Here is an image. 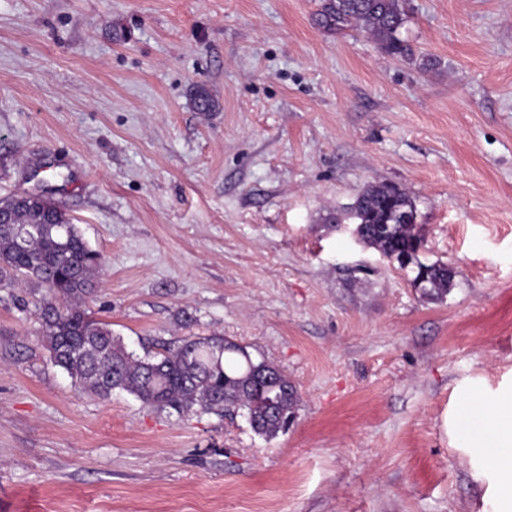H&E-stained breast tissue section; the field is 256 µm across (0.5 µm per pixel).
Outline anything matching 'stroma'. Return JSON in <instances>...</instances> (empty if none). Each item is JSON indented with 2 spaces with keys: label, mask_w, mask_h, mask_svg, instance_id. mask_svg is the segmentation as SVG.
<instances>
[{
  "label": "stroma",
  "mask_w": 512,
  "mask_h": 512,
  "mask_svg": "<svg viewBox=\"0 0 512 512\" xmlns=\"http://www.w3.org/2000/svg\"><path fill=\"white\" fill-rule=\"evenodd\" d=\"M325 3L0 0V199L104 255L87 309L128 351L216 334L300 393L269 440L98 399L37 339L45 288L2 286L0 512H473L441 415L512 368V0H404L407 58ZM384 183L440 299L345 229Z\"/></svg>",
  "instance_id": "1"
}]
</instances>
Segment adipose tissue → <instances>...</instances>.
I'll return each instance as SVG.
<instances>
[{"label": "adipose tissue", "mask_w": 512, "mask_h": 512, "mask_svg": "<svg viewBox=\"0 0 512 512\" xmlns=\"http://www.w3.org/2000/svg\"><path fill=\"white\" fill-rule=\"evenodd\" d=\"M441 427L468 464L479 512H512V375L494 387L481 377L460 382Z\"/></svg>", "instance_id": "ef3b65f1"}]
</instances>
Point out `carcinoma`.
Segmentation results:
<instances>
[{"label": "carcinoma", "mask_w": 512, "mask_h": 512, "mask_svg": "<svg viewBox=\"0 0 512 512\" xmlns=\"http://www.w3.org/2000/svg\"><path fill=\"white\" fill-rule=\"evenodd\" d=\"M330 27L355 23L385 52L408 51L400 39L407 22L403 0H328ZM353 206L365 218L363 239L413 273V284L430 296L448 292L454 273L444 264L414 256L416 226L400 217L414 214L407 194L381 184L366 189ZM0 283L23 278L46 288L39 306V341L53 363L86 392L102 399L125 391L160 410L188 413L242 410L255 434L273 438L296 415V386L270 363L222 336H188L181 344L142 358L128 352L110 324L90 315L85 302L104 266L77 225L49 200H0Z\"/></svg>", "instance_id": "cac0c4a2"}]
</instances>
